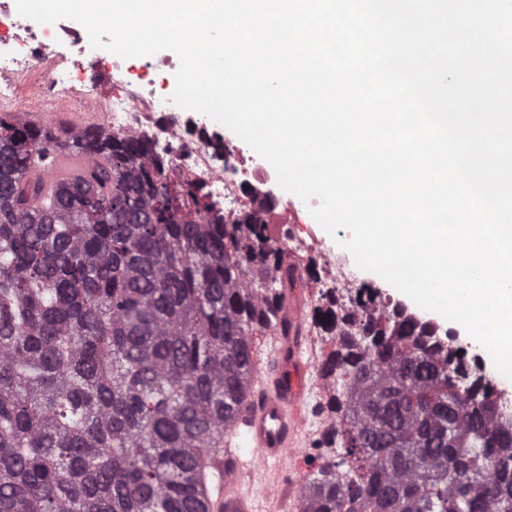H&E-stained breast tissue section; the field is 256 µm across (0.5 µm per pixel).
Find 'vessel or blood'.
Masks as SVG:
<instances>
[{"label": "vessel or blood", "mask_w": 512, "mask_h": 512, "mask_svg": "<svg viewBox=\"0 0 512 512\" xmlns=\"http://www.w3.org/2000/svg\"><path fill=\"white\" fill-rule=\"evenodd\" d=\"M86 165V158L57 155L43 176L73 179ZM305 307L298 290H289L284 324L254 350L249 393L210 460L212 512H260L264 497L276 512H294L300 504L318 363L305 335Z\"/></svg>", "instance_id": "vessel-or-blood-1"}]
</instances>
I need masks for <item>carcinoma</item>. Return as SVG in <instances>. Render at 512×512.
<instances>
[{
    "label": "carcinoma",
    "instance_id": "1",
    "mask_svg": "<svg viewBox=\"0 0 512 512\" xmlns=\"http://www.w3.org/2000/svg\"><path fill=\"white\" fill-rule=\"evenodd\" d=\"M55 153L92 163L47 183ZM262 207L208 219L143 141L0 120V512H210L204 457L292 283ZM303 281L338 424L300 512H512V423L464 359L377 288L311 257Z\"/></svg>",
    "mask_w": 512,
    "mask_h": 512
}]
</instances>
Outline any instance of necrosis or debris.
I'll return each mask as SVG.
<instances>
[{"label": "necrosis or debris", "instance_id": "4bbe7bcc", "mask_svg": "<svg viewBox=\"0 0 512 512\" xmlns=\"http://www.w3.org/2000/svg\"><path fill=\"white\" fill-rule=\"evenodd\" d=\"M178 67V57L167 53L145 58L136 70L118 57L105 60L91 48L83 28L67 20L53 29L42 26L14 14L8 0H0V108L21 112L23 98L63 90L77 81L107 84L112 88L109 98L90 94L67 101V108L80 114L103 112L112 133L146 140L167 160L173 175L203 186L212 214L233 219L250 208L252 197L275 198V206L262 214L274 240L290 252L315 258L322 277L337 287H368L363 270L303 227V210L276 193L265 165L232 131L178 107L157 89L158 79ZM435 332L449 337L459 355L489 384L501 417L512 421V387L488 369L481 351L456 329L439 325Z\"/></svg>", "mask_w": 512, "mask_h": 512}]
</instances>
